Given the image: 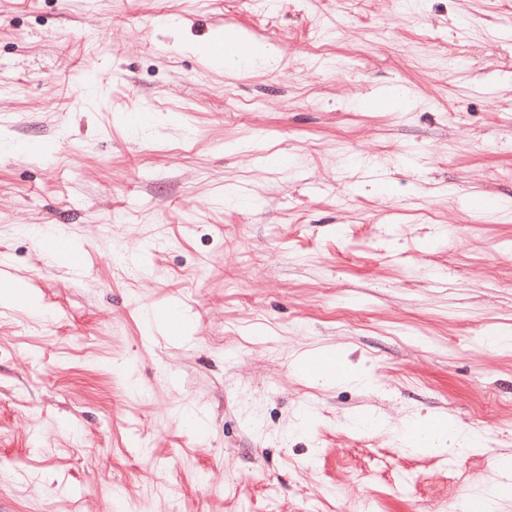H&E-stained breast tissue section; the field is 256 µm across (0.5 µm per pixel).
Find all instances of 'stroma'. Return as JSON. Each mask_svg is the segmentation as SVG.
<instances>
[{"label": "stroma", "mask_w": 512, "mask_h": 512, "mask_svg": "<svg viewBox=\"0 0 512 512\" xmlns=\"http://www.w3.org/2000/svg\"><path fill=\"white\" fill-rule=\"evenodd\" d=\"M228 28L276 68L206 65ZM1 141L40 313L0 306V512H450L512 460V214L471 206L512 199V0H0ZM406 445L419 451L458 454L462 449L478 447L479 436L468 434L448 420L436 418L412 420L403 424Z\"/></svg>", "instance_id": "stroma-1"}]
</instances>
